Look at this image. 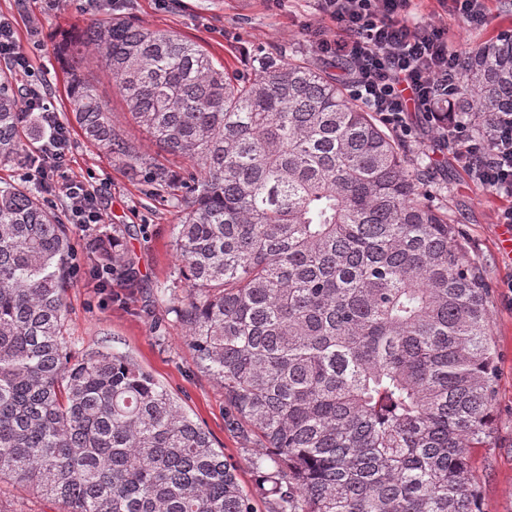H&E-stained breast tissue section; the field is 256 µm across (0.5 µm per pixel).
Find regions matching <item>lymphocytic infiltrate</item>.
<instances>
[{
  "label": "lymphocytic infiltrate",
  "mask_w": 512,
  "mask_h": 512,
  "mask_svg": "<svg viewBox=\"0 0 512 512\" xmlns=\"http://www.w3.org/2000/svg\"><path fill=\"white\" fill-rule=\"evenodd\" d=\"M411 0H319L320 18L336 27L333 35L315 28L316 48L325 57L346 62L355 100L378 112L402 135H410V112L424 113L434 121L440 142L455 146L464 170L492 194L508 198L499 221L512 224V113L500 116L489 138L473 136L470 121L441 103L454 82L463 57L448 41L442 17L425 23L408 19ZM0 62L27 77L25 109L37 113L43 125L57 133L66 127L52 102L33 82L32 58L20 44L12 18L0 15ZM65 147L46 153L29 166L27 180L44 182L49 192L69 201L74 224H103L106 216L97 205L94 190L68 178Z\"/></svg>",
  "instance_id": "f902f5d3"
}]
</instances>
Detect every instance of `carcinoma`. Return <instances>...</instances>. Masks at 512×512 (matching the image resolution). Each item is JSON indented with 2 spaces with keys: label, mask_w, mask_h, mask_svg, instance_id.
<instances>
[{
  "label": "carcinoma",
  "mask_w": 512,
  "mask_h": 512,
  "mask_svg": "<svg viewBox=\"0 0 512 512\" xmlns=\"http://www.w3.org/2000/svg\"><path fill=\"white\" fill-rule=\"evenodd\" d=\"M67 128L167 191L176 320L224 388L226 424L275 512H480L468 449L489 434L488 286L435 204L428 166L349 92L347 63L256 53L228 73L198 43L117 17L58 45ZM103 65L133 121L184 167L145 165L82 74ZM450 109L512 112V31L464 57ZM0 67V162L27 161ZM92 269L142 289L123 238ZM66 224L40 187L0 185V483L61 512H258L224 453L128 356L71 360Z\"/></svg>",
  "instance_id": "1"
}]
</instances>
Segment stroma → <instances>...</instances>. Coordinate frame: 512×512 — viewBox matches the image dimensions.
I'll return each instance as SVG.
<instances>
[{
	"label": "stroma",
	"instance_id": "stroma-1",
	"mask_svg": "<svg viewBox=\"0 0 512 512\" xmlns=\"http://www.w3.org/2000/svg\"><path fill=\"white\" fill-rule=\"evenodd\" d=\"M506 0H491L486 23L468 24L448 16V35L464 49H472L512 28ZM44 0H0V15L13 17L22 46L32 56L36 77L45 79L49 98L59 113L68 103L57 45L74 27L96 15L72 5L61 12H45ZM112 15L168 30L200 43L214 61L229 72L246 71L251 54L269 52L284 58L318 59L310 23L319 19L317 0H177L162 7L159 0H115ZM84 77L94 86L120 129L147 163L179 166L180 158L164 153L158 143L130 119L117 87L95 63H87ZM411 149L431 161L429 181L438 188L439 202L459 219L460 239L481 270L491 308L489 333L496 351L491 433L484 444L470 449V466L480 489L482 512H512V252L503 245L508 232L498 224L503 199L482 190L455 159V150L435 141L421 114L409 115ZM69 176L95 189L98 205L109 223L129 229L127 246L138 261L142 292H130L120 277L96 278L87 270L88 230L70 225L76 270L67 290L66 332L73 354L109 349L129 356L149 371L180 402L189 417L212 437L216 449L237 468L245 490L254 491L257 457L272 461L260 443L244 442L225 423L224 389L195 362L184 329L169 310L171 275L176 264L171 245L179 215L162 191L131 177L128 171L71 135Z\"/></svg>",
	"mask_w": 512,
	"mask_h": 512
}]
</instances>
